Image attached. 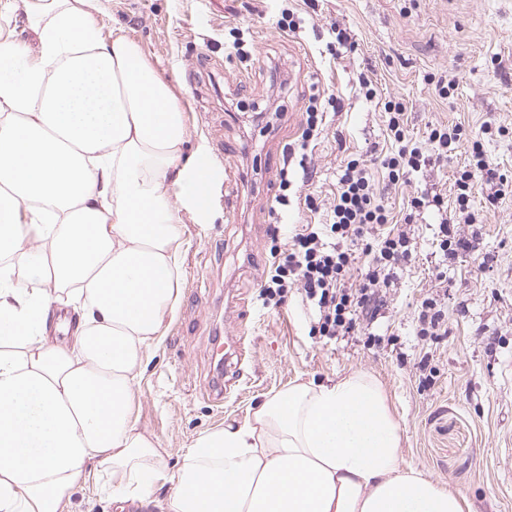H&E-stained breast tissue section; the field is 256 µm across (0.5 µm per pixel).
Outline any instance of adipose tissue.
<instances>
[{
	"label": "adipose tissue",
	"instance_id": "obj_1",
	"mask_svg": "<svg viewBox=\"0 0 512 512\" xmlns=\"http://www.w3.org/2000/svg\"><path fill=\"white\" fill-rule=\"evenodd\" d=\"M0 11L36 35L0 34V512H60L93 463L121 508L463 512L459 492L404 468L401 427L359 372L273 395L166 475L134 394L178 304L179 213H209L184 105L94 0ZM163 478L173 489L159 504Z\"/></svg>",
	"mask_w": 512,
	"mask_h": 512
}]
</instances>
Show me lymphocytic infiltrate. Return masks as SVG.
<instances>
[{
  "instance_id": "1",
  "label": "lymphocytic infiltrate",
  "mask_w": 512,
  "mask_h": 512,
  "mask_svg": "<svg viewBox=\"0 0 512 512\" xmlns=\"http://www.w3.org/2000/svg\"><path fill=\"white\" fill-rule=\"evenodd\" d=\"M383 110L388 136L396 145L381 161L389 182L410 179L467 140L470 160L455 180L459 210L469 208L477 186L492 183L494 173L480 139H468L462 125L433 128L426 140L419 141L407 133L404 102L385 101ZM441 203L438 197L431 201L423 195L413 198L411 215L403 223H391L384 196L377 192L367 165L347 159L327 207V223L306 224L292 233L288 249L275 258L266 276L261 291L264 301L285 296L294 288L303 293L320 335L332 338L360 331L362 322L378 318L391 285L392 265L409 256L405 226L412 223L413 212ZM362 262L367 269L359 285L349 284V272Z\"/></svg>"
}]
</instances>
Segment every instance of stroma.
Returning a JSON list of instances; mask_svg holds the SVG:
<instances>
[{
    "mask_svg": "<svg viewBox=\"0 0 512 512\" xmlns=\"http://www.w3.org/2000/svg\"><path fill=\"white\" fill-rule=\"evenodd\" d=\"M106 26L136 40L160 75L177 87L186 109L187 154L220 151L224 201L207 223L182 213L181 302L152 348L135 384L138 426L156 439L167 472H177L198 438L247 422L267 398L288 387L332 384L353 372L371 375L402 428L405 464L466 500L464 512H512V191L495 204L475 197L474 253L438 252L441 216H416L411 259L392 267L393 283L367 336L328 339L312 332L296 289L285 303L264 304L261 284L279 222L322 224L302 197L331 198L344 160L379 169L391 149L382 98L408 106L407 130L425 140L430 129L460 124L479 135L486 157L512 180V0H97ZM302 19L296 34L279 30L283 10ZM355 43L331 55L335 28ZM242 37L247 59L232 44ZM278 68L287 80L273 94ZM454 80L449 98L438 78ZM368 79L378 100L359 85ZM333 95L329 115L306 170L293 176L297 199L274 201L284 154L296 148L313 94ZM469 149L459 145L415 179H380L394 222L412 197L440 194L454 201L455 179ZM448 318L446 336L418 333L423 300ZM245 334L247 367L223 403L209 394L216 376V336ZM64 512H118L112 483L88 468Z\"/></svg>",
    "mask_w": 512,
    "mask_h": 512,
    "instance_id": "35a3bbf8",
    "label": "stroma"
}]
</instances>
